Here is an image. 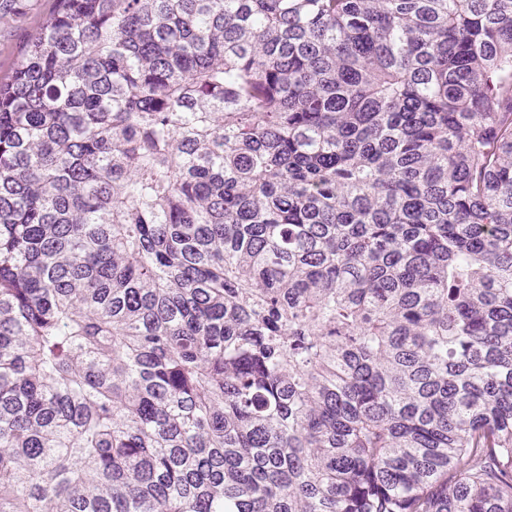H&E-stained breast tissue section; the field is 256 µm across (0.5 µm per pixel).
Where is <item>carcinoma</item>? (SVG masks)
<instances>
[{"instance_id":"carcinoma-1","label":"carcinoma","mask_w":512,"mask_h":512,"mask_svg":"<svg viewBox=\"0 0 512 512\" xmlns=\"http://www.w3.org/2000/svg\"><path fill=\"white\" fill-rule=\"evenodd\" d=\"M0 512H512V0H59Z\"/></svg>"}]
</instances>
